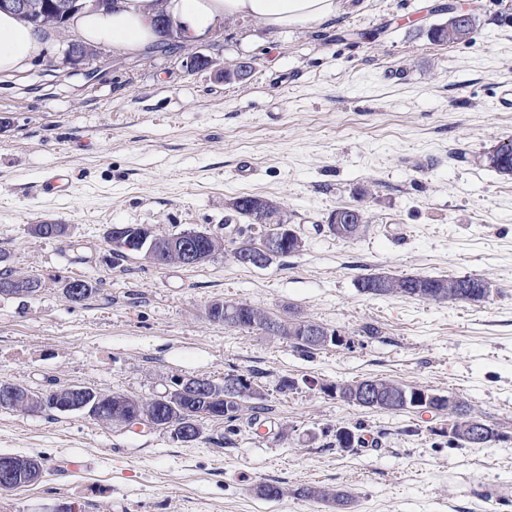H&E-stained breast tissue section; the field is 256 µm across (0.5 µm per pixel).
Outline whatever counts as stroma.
Listing matches in <instances>:
<instances>
[{
	"label": "stroma",
	"mask_w": 512,
	"mask_h": 512,
	"mask_svg": "<svg viewBox=\"0 0 512 512\" xmlns=\"http://www.w3.org/2000/svg\"><path fill=\"white\" fill-rule=\"evenodd\" d=\"M447 0H353L312 28L277 31L239 19L174 53L112 50L92 83L64 58L58 35L28 71L0 80V251L31 296L0 295V382L45 392L89 386L135 398L179 376L223 383L253 377L268 408L258 423L205 420L191 444L160 429L108 426L87 412L0 409V453L39 456L41 480L0 490V512H318L297 488H343L355 512H496L482 488L512 487V176L488 156L512 139V0H464L478 18L470 41L429 40ZM373 32L372 40L357 31ZM200 51L214 64L188 71ZM242 81L222 71L240 59ZM251 158L249 179L236 175ZM77 179L45 198L43 177ZM280 203L301 251L263 268L229 251L196 267L117 259L107 232L143 224L159 235L190 228L243 238L227 201ZM365 207L354 240L329 232L340 207ZM55 221L67 236L41 239ZM477 276L479 303H435L359 292L360 278ZM96 283L69 301L66 281ZM255 305L341 333V346L305 353L257 330L208 321L213 299ZM372 324L380 334L362 336ZM378 376L456 395L508 439L449 444L440 419L387 413L324 395L320 384ZM295 386L282 390L283 379ZM363 438L350 451L334 432ZM263 482L285 488L256 496Z\"/></svg>",
	"instance_id": "35a3bbf8"
}]
</instances>
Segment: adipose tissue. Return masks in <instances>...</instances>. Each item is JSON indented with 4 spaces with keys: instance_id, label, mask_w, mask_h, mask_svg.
I'll return each instance as SVG.
<instances>
[{
    "instance_id": "adipose-tissue-1",
    "label": "adipose tissue",
    "mask_w": 512,
    "mask_h": 512,
    "mask_svg": "<svg viewBox=\"0 0 512 512\" xmlns=\"http://www.w3.org/2000/svg\"><path fill=\"white\" fill-rule=\"evenodd\" d=\"M351 0H115L111 11L92 8L73 16L71 31L85 42L138 51L158 42L152 20L169 16L185 39L208 36L221 21L250 18L266 28L314 26L345 14ZM51 33L0 11V77L31 68L46 52Z\"/></svg>"
}]
</instances>
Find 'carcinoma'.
I'll use <instances>...</instances> for the list:
<instances>
[{
    "mask_svg": "<svg viewBox=\"0 0 512 512\" xmlns=\"http://www.w3.org/2000/svg\"><path fill=\"white\" fill-rule=\"evenodd\" d=\"M37 10L24 18V21L38 26L51 25L57 31L65 30V23L68 14L62 11L61 0H37ZM489 164L501 174L512 175V139L498 146L493 154L488 156ZM231 205L237 210L240 218L250 224L256 223L257 212L253 205L251 196L243 195L231 200ZM31 233L38 238H47L49 232H54V237L59 238L67 234L68 227L65 224H50L43 222L30 227ZM196 247L199 253V263H204L219 252L223 244L218 237L209 233L196 238ZM376 275L370 274L359 279L357 288L360 292L371 296H402L423 301L454 304L459 302L458 293L462 289L455 287V284L463 281L461 276H420L406 275L399 276L398 288H374ZM41 288V282L37 279H17L13 277L11 270L6 268L0 270V294L10 295H32ZM79 289L80 294L69 297L73 303H81L96 293L99 288L89 281L73 279L65 282L64 293L68 294L74 289ZM208 320L212 323L221 324L226 327L240 329L256 328L264 333L280 336L284 339L291 338L290 324L286 319L271 316L268 311L247 303H232L224 300H213L205 309ZM16 390L19 393L18 402L30 403L34 399L40 402L39 409H55L57 394L50 390L48 392L28 391L12 383L0 382V392ZM88 408L94 410L102 408L108 413L127 420V425L132 427L138 424L135 415L139 411H148L154 414L160 421L184 419L186 412L194 413V423L202 419L226 420L233 422L240 419L237 411H227L224 407V386L212 384L210 390L204 393H194L190 390L180 396L179 401L168 405L162 401L152 399H138L120 393H102L90 390L85 393ZM29 473L23 475L18 481L6 487L16 489L38 482L43 475V468L37 466L34 457L29 456ZM0 485V490L6 488ZM294 494L321 505L329 510L333 507L349 505L351 496L347 491L340 488H328L319 486H303L294 490Z\"/></svg>",
    "mask_w": 512,
    "mask_h": 512,
    "instance_id": "obj_1",
    "label": "carcinoma"
}]
</instances>
